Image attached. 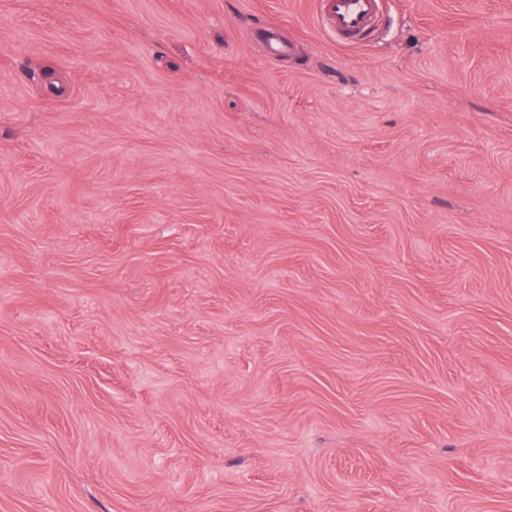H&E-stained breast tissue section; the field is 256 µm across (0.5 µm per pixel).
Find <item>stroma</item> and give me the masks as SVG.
I'll return each mask as SVG.
<instances>
[{"label": "stroma", "instance_id": "obj_1", "mask_svg": "<svg viewBox=\"0 0 512 512\" xmlns=\"http://www.w3.org/2000/svg\"><path fill=\"white\" fill-rule=\"evenodd\" d=\"M0 512H512V0H0ZM337 41L367 34L379 9L377 0H324Z\"/></svg>", "mask_w": 512, "mask_h": 512}]
</instances>
